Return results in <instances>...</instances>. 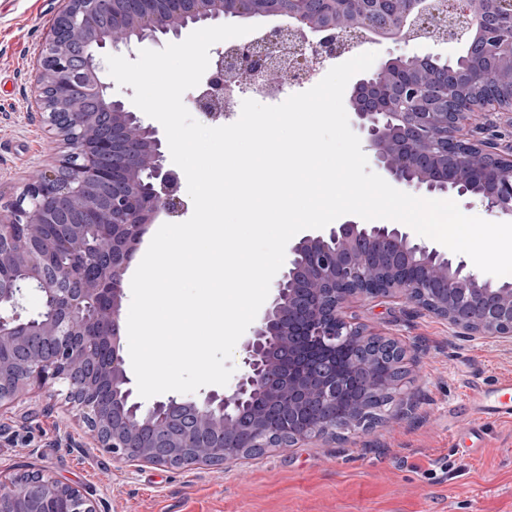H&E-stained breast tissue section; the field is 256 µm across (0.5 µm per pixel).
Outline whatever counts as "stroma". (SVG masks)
I'll use <instances>...</instances> for the list:
<instances>
[{
    "label": "stroma",
    "instance_id": "obj_1",
    "mask_svg": "<svg viewBox=\"0 0 512 512\" xmlns=\"http://www.w3.org/2000/svg\"><path fill=\"white\" fill-rule=\"evenodd\" d=\"M65 0H0V204L62 147L40 120L30 87L40 51ZM379 60L427 52L453 57L457 44L365 41ZM234 89L224 124L250 98L277 105L303 92ZM344 314L407 349L415 406L349 440L319 438L220 465L170 468L119 460L95 446L61 391L32 392L0 412V472H41L82 490L99 512H512V423H486L479 452L457 450L448 407L473 388L512 376V345L456 338L447 321L406 299H357Z\"/></svg>",
    "mask_w": 512,
    "mask_h": 512
}]
</instances>
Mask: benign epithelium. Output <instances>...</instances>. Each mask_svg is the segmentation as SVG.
Returning <instances> with one entry per match:
<instances>
[{"label": "benign epithelium", "instance_id": "benign-epithelium-1", "mask_svg": "<svg viewBox=\"0 0 512 512\" xmlns=\"http://www.w3.org/2000/svg\"><path fill=\"white\" fill-rule=\"evenodd\" d=\"M68 0L46 39L33 93L67 151L0 205V411L33 389L68 383L66 400L100 447L138 462L181 467L226 463L256 449L312 438L345 440L372 428L361 394H407L406 382L367 375L344 356L359 342L400 366L397 340L344 316L355 299L401 295L440 317L461 338L512 341V284L479 276L463 259L415 240L402 224L346 220L288 244V264L240 347L233 387L202 400L170 397L141 416L122 355L123 275L145 229L184 211L179 179L155 126L109 93L99 50L175 36L189 20L284 15L289 24L218 55L196 109L217 120L233 87L282 73L298 82L310 61L341 57L375 28L394 41L461 44L463 54L378 64L356 83L352 109L372 163L397 188L454 192L512 216V150L462 134L480 112L512 114V0ZM107 235L90 262L83 229ZM69 259L46 253V231ZM38 311L27 312L31 291ZM20 493L0 492V512H98L78 489L35 474Z\"/></svg>", "mask_w": 512, "mask_h": 512}]
</instances>
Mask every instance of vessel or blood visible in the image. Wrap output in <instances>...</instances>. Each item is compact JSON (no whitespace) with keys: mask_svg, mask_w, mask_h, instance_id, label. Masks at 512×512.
<instances>
[{"mask_svg":"<svg viewBox=\"0 0 512 512\" xmlns=\"http://www.w3.org/2000/svg\"><path fill=\"white\" fill-rule=\"evenodd\" d=\"M448 415L459 434L469 437L482 434L483 421H512V378H499L477 388L464 402L450 406Z\"/></svg>","mask_w":512,"mask_h":512,"instance_id":"1","label":"vessel or blood"}]
</instances>
